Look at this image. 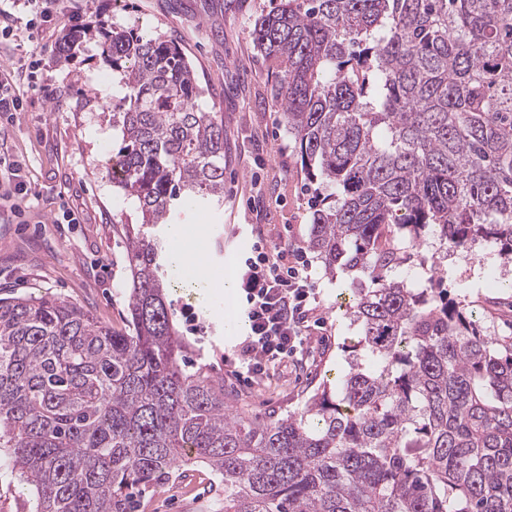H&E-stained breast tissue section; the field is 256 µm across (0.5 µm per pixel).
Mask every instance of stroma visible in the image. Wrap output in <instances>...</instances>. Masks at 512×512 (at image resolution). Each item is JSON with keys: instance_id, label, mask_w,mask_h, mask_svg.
<instances>
[{"instance_id": "obj_1", "label": "stroma", "mask_w": 512, "mask_h": 512, "mask_svg": "<svg viewBox=\"0 0 512 512\" xmlns=\"http://www.w3.org/2000/svg\"><path fill=\"white\" fill-rule=\"evenodd\" d=\"M279 0H58L49 22L31 32L13 22L0 37V71L40 60L35 80L18 81L24 109L0 116V157L17 164L31 196L0 203V297H59L95 320L127 326L130 271L124 226L136 213L108 171L118 150L104 102L112 93V63L102 52L104 27L132 29L176 41L195 70L199 108L224 120V204L184 207L175 219L189 246L206 249L212 269L236 271L256 242L306 247L314 187L272 95L275 77L257 51L252 22ZM80 31L69 58L58 47ZM400 276L435 278L448 296L473 305L495 336L512 334V262L479 242L471 252L428 239ZM321 298L304 349L269 369L258 383L230 377L224 356L245 337L239 293L223 286L195 288L178 269L168 271L167 301L178 330L193 307L203 327L190 336L193 359L224 380L231 405L262 421L301 408L321 382L337 383L348 369V347L361 327L346 314L345 289L371 288L360 268L327 274L312 263ZM145 495L139 512H224V487L207 469Z\"/></svg>"}]
</instances>
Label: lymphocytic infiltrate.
Segmentation results:
<instances>
[{"label": "lymphocytic infiltrate", "instance_id": "1", "mask_svg": "<svg viewBox=\"0 0 512 512\" xmlns=\"http://www.w3.org/2000/svg\"><path fill=\"white\" fill-rule=\"evenodd\" d=\"M239 288L249 334L233 352L232 374L252 382L305 344L319 296L300 249L279 246H254Z\"/></svg>", "mask_w": 512, "mask_h": 512}]
</instances>
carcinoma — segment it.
<instances>
[{"mask_svg":"<svg viewBox=\"0 0 512 512\" xmlns=\"http://www.w3.org/2000/svg\"><path fill=\"white\" fill-rule=\"evenodd\" d=\"M253 35L317 184L307 248L374 281L347 314L375 367L260 422L188 365L143 227L224 204V123L173 42L114 28L112 181L141 215L129 329L0 298V467L34 512H133L194 464L224 480V512H512V337L393 278L430 235L512 261V0H281Z\"/></svg>","mask_w":512,"mask_h":512,"instance_id":"carcinoma-1","label":"carcinoma"}]
</instances>
